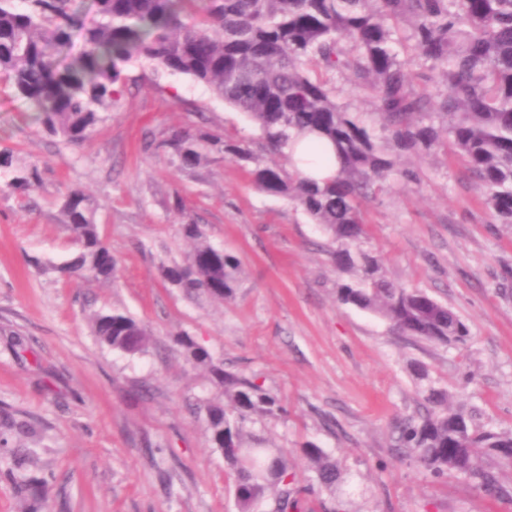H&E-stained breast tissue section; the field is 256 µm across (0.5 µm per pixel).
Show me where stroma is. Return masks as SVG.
<instances>
[{"instance_id": "obj_1", "label": "stroma", "mask_w": 512, "mask_h": 512, "mask_svg": "<svg viewBox=\"0 0 512 512\" xmlns=\"http://www.w3.org/2000/svg\"><path fill=\"white\" fill-rule=\"evenodd\" d=\"M128 92L86 143L65 146L0 82V150L41 169L39 187L0 191V512H26L30 475L53 473V512H237L232 477L212 448L199 402L220 388L174 339L188 332L225 368L260 376L283 415L249 430L288 450L306 512L340 499L346 512H512L459 478L424 475L393 451L395 420L416 415L419 388H446L454 408L477 409L487 429L512 431V226L500 223L439 151L403 158L415 180L389 179L367 200V246L388 279L427 291L469 328L459 349L396 334L381 317L340 305L328 238L292 201L257 190L245 169L212 155L181 172L143 148L147 135L205 125L241 138L258 132L209 88L143 62ZM84 189L119 264L113 283L60 278L73 246L62 224L67 191ZM181 195L211 242L241 263L223 301L190 298L159 265L189 250L168 203ZM128 313L146 325V352L103 345L91 318ZM426 380H419L415 367ZM311 442L341 472L318 485L301 455Z\"/></svg>"}]
</instances>
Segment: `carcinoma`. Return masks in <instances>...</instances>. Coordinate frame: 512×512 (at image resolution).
<instances>
[{"label": "carcinoma", "instance_id": "obj_1", "mask_svg": "<svg viewBox=\"0 0 512 512\" xmlns=\"http://www.w3.org/2000/svg\"><path fill=\"white\" fill-rule=\"evenodd\" d=\"M92 23L79 22L73 0H0V80L35 113L40 128L67 145L92 138L126 91L125 66L146 61L209 87L244 113L258 130L250 141L208 127L172 130L155 146L180 169L218 153L247 168L261 192L294 201L330 236V257L346 275L336 287L344 306L387 320L397 334L448 346L463 345L467 325L423 290L386 278L381 259L362 247L363 202L395 176L406 155L444 147L464 165L486 204L512 224V0H91ZM408 52L400 58V53ZM440 69L445 91L418 90L411 62ZM372 98L379 129L338 100L336 75ZM328 143L336 173L305 177L285 151L294 136ZM0 178L12 190L41 181L35 163L0 150ZM99 204L72 188L62 223L75 250L54 267L74 280L112 282L117 260L95 215ZM170 208L192 243L184 261L160 264L165 281L189 297L229 298L239 261L215 247L204 225L187 217L183 198ZM92 324L104 345L127 354L147 350L146 327L120 311L98 312ZM177 344L209 367L224 400L203 404L212 447L223 450L239 512L271 501V512H304L305 491L282 448L250 440L253 415L276 417L277 399L255 375L213 363L189 334ZM424 412L400 420L396 448L419 471L464 478L486 495L506 493L494 456L512 468V433L484 428L479 414L448 406V390H421ZM303 457L320 485L340 479L336 463L307 444Z\"/></svg>", "mask_w": 512, "mask_h": 512}]
</instances>
